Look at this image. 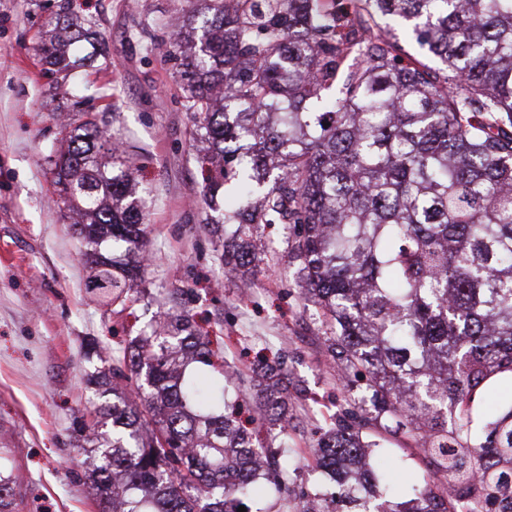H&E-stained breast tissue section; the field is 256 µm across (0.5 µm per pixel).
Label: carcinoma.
Here are the masks:
<instances>
[{"label": "carcinoma", "instance_id": "1", "mask_svg": "<svg viewBox=\"0 0 512 512\" xmlns=\"http://www.w3.org/2000/svg\"><path fill=\"white\" fill-rule=\"evenodd\" d=\"M206 2L173 46L209 144L204 198L218 210L238 190L217 258L232 275L273 270L256 242L288 225L345 393L315 446L326 480L298 488L295 512H512V407L482 427L473 408L512 374V0ZM380 17L436 66L403 57L389 28L372 38ZM71 27L39 45L60 71ZM63 132L54 184L96 266L88 290L123 309L146 261L134 163L112 161L94 118ZM93 359L85 384L103 401L79 433L102 447L88 457L100 512H252L265 484L290 492L288 458L247 430H286L280 356L245 420L241 382L187 312ZM399 434L445 485L393 497L369 459ZM14 496L0 464V512Z\"/></svg>", "mask_w": 512, "mask_h": 512}]
</instances>
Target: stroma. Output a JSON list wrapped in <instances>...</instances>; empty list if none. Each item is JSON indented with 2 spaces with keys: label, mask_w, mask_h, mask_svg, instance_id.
<instances>
[{
  "label": "stroma",
  "mask_w": 512,
  "mask_h": 512,
  "mask_svg": "<svg viewBox=\"0 0 512 512\" xmlns=\"http://www.w3.org/2000/svg\"><path fill=\"white\" fill-rule=\"evenodd\" d=\"M60 2L0 0V448L8 451L16 512H98L75 448L76 420L92 409L81 345L95 338L112 350L126 346L182 309L222 331L250 401L261 398L254 352L269 346L283 357L281 378L297 395L288 410L293 479L320 483L315 412L340 403L342 392L322 349L321 311L299 293L286 230H265L281 257L274 271L229 277L216 260L209 227L224 214L205 204L201 144L172 51L196 0H68L105 53L64 82L38 50ZM87 115L105 117L147 201L150 259L122 315L87 293L90 268L52 182L63 124ZM386 446L399 463L391 473L396 492L408 497L432 468L401 439Z\"/></svg>",
  "instance_id": "35a3bbf8"
}]
</instances>
